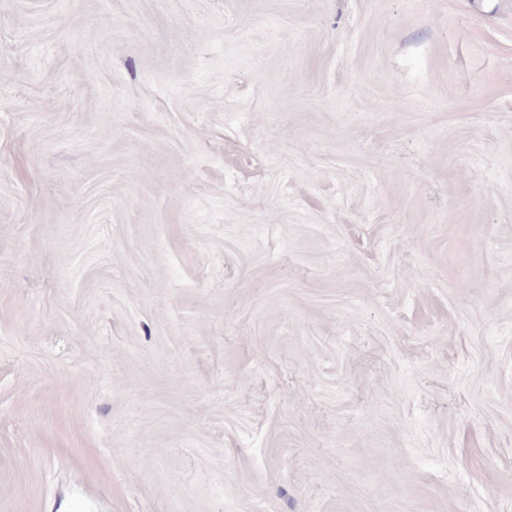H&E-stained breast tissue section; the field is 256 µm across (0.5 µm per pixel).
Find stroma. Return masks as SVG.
Masks as SVG:
<instances>
[{
    "label": "stroma",
    "instance_id": "stroma-1",
    "mask_svg": "<svg viewBox=\"0 0 512 512\" xmlns=\"http://www.w3.org/2000/svg\"><path fill=\"white\" fill-rule=\"evenodd\" d=\"M0 512H512V0H0Z\"/></svg>",
    "mask_w": 512,
    "mask_h": 512
}]
</instances>
